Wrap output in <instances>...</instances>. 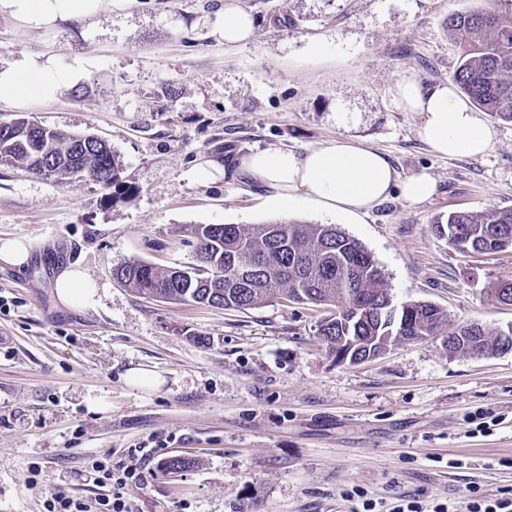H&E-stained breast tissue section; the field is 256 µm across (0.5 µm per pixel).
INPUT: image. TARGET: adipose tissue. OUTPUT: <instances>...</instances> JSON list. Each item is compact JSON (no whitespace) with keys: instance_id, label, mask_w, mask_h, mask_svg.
<instances>
[{"instance_id":"1","label":"adipose tissue","mask_w":512,"mask_h":512,"mask_svg":"<svg viewBox=\"0 0 512 512\" xmlns=\"http://www.w3.org/2000/svg\"><path fill=\"white\" fill-rule=\"evenodd\" d=\"M100 4L101 0H0V7L13 15L44 23L92 16ZM213 33L225 44L235 45L253 36L254 21L234 0H226L216 12ZM74 76V68L64 60L42 65L28 59L0 70V100L31 96L50 100ZM396 96L406 111L420 116V136L433 153L472 157L492 148L495 130L451 83L427 86L404 77L396 83ZM243 167L271 201L301 202L353 220L392 192H400L407 204L415 205L431 198L438 188L436 179L425 172L400 177L387 155L345 135L303 151L258 150L246 158ZM55 288L58 300L66 306L80 309L96 303L95 285L82 269L62 270Z\"/></svg>"}]
</instances>
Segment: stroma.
I'll use <instances>...</instances> for the list:
<instances>
[{"label": "stroma", "mask_w": 512, "mask_h": 512, "mask_svg": "<svg viewBox=\"0 0 512 512\" xmlns=\"http://www.w3.org/2000/svg\"><path fill=\"white\" fill-rule=\"evenodd\" d=\"M223 2L103 0L93 16L52 24L0 9V70L59 57L79 69L54 99L1 100L0 122L92 132L120 162L109 188L0 165V239L32 245L27 265L0 261V512H45L58 488L92 506L119 494L130 512H349L357 488L388 508L409 495H512V350L475 357L410 341L341 363L318 334L323 308L166 303L114 279L133 258L193 264L194 224H333L373 256L394 301L432 303L492 334L512 325L494 294L512 276V248L468 255L433 228L455 210L512 208V122L493 120L485 155L441 157L394 96L404 76L449 80L460 39L446 18L477 0H236L255 34L229 48L212 34ZM341 135L401 176L428 172L438 194L414 206L391 195L353 224L269 202L243 169L254 150ZM209 161L224 172L204 183L195 172ZM58 249L95 283V307L58 301ZM133 367L161 385L130 386ZM480 407L497 424L474 434L467 416ZM174 456L190 467L165 471ZM93 457L112 479H91Z\"/></svg>", "instance_id": "obj_1"}]
</instances>
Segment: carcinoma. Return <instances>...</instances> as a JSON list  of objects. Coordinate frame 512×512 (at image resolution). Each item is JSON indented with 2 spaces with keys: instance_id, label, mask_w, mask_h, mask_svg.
Listing matches in <instances>:
<instances>
[{
  "instance_id": "carcinoma-1",
  "label": "carcinoma",
  "mask_w": 512,
  "mask_h": 512,
  "mask_svg": "<svg viewBox=\"0 0 512 512\" xmlns=\"http://www.w3.org/2000/svg\"><path fill=\"white\" fill-rule=\"evenodd\" d=\"M448 28L461 35L462 45L452 80L474 105L512 122V0L450 13ZM38 153L58 159V166L44 172L57 182H67L70 168L78 165L98 171L106 187L117 184L119 162L106 147L92 146L74 163L65 157L56 130L45 127L26 139L0 130V162L30 166ZM446 224L448 244L462 253L499 252L504 240H512V208L452 211ZM272 227L281 229L280 237L270 233ZM189 233L195 254L208 255V263L186 266L184 274L174 277L168 269L132 259L114 268L113 276L141 295L166 301L247 309L276 295L289 302L328 306L330 317L319 324V335L331 344L342 336H357L367 346L389 330L388 323L370 315L356 324L349 322L348 307L372 308L386 300L388 290L373 257L334 225L281 221L246 229L238 224H199ZM236 270L251 272L249 286H233L230 273ZM448 324L447 315L425 302L416 316L401 313L399 335L423 341L429 331L442 332ZM451 335L473 337L478 353L497 351L502 345L499 336L489 337L478 323L469 331L455 327Z\"/></svg>"
}]
</instances>
